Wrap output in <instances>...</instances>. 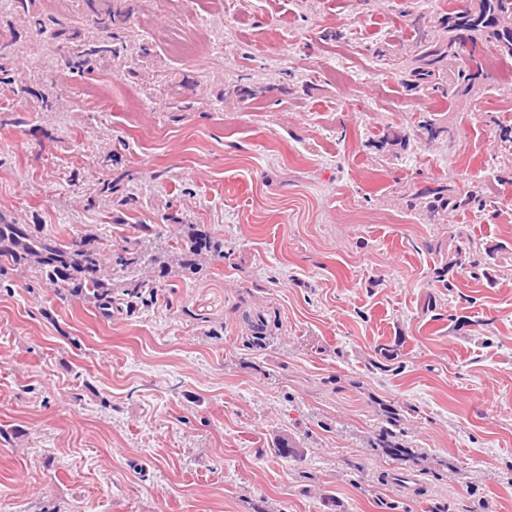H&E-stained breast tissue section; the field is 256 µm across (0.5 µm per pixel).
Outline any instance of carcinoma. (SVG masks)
Here are the masks:
<instances>
[{
  "label": "carcinoma",
  "instance_id": "1",
  "mask_svg": "<svg viewBox=\"0 0 512 512\" xmlns=\"http://www.w3.org/2000/svg\"><path fill=\"white\" fill-rule=\"evenodd\" d=\"M443 37L435 39L425 28L414 25L415 47L418 54L415 65L405 71L404 81L411 89L421 88L440 100L453 102L467 95L482 76V67L475 60L459 63L460 49L485 40L494 44L503 56L512 57V0H472L465 7L452 5L442 10L437 19ZM112 12L98 13L92 20L99 32L83 42L58 47L61 63L73 73L94 72L98 60L119 57L127 50L125 41L110 32ZM417 126L427 138L452 136V131L433 119L422 117ZM427 201L422 212L432 222L442 221L451 212L475 210L496 215L494 198L487 194L485 185H470L467 190L455 189L450 182L437 180V185L425 191ZM471 255L468 266L473 278H478L481 260L480 243L469 239L467 246L457 247L455 257L447 268L437 272L436 281L453 290L456 284L445 275L462 264V254ZM224 257V251L202 230L188 234L184 241H176L170 252L150 257L127 247L112 249V240L91 231L77 232L67 240L43 232L34 224L9 223L0 219V273L7 270H29L35 278L54 289L61 298L90 296L106 314L112 307L131 303L151 287L146 279V268L159 269L165 274L170 258L191 271L201 270V259L206 256Z\"/></svg>",
  "mask_w": 512,
  "mask_h": 512
}]
</instances>
